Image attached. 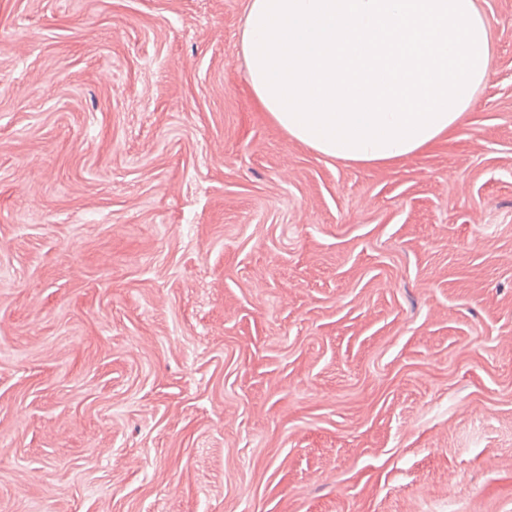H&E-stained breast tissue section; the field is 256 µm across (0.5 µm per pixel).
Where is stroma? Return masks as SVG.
<instances>
[{"instance_id": "1", "label": "stroma", "mask_w": 512, "mask_h": 512, "mask_svg": "<svg viewBox=\"0 0 512 512\" xmlns=\"http://www.w3.org/2000/svg\"><path fill=\"white\" fill-rule=\"evenodd\" d=\"M246 0H0V512H512V0L415 158L255 106Z\"/></svg>"}]
</instances>
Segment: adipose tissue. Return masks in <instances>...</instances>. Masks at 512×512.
<instances>
[{"label":"adipose tissue","instance_id":"obj_1","mask_svg":"<svg viewBox=\"0 0 512 512\" xmlns=\"http://www.w3.org/2000/svg\"><path fill=\"white\" fill-rule=\"evenodd\" d=\"M237 48L275 125L363 165L406 161L456 130L493 64L477 0H247Z\"/></svg>","mask_w":512,"mask_h":512}]
</instances>
